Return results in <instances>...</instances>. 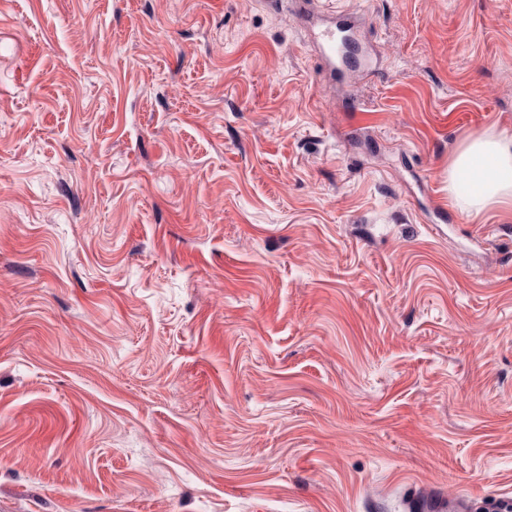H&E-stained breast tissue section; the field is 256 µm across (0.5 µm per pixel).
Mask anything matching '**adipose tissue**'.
<instances>
[{
    "label": "adipose tissue",
    "instance_id": "1",
    "mask_svg": "<svg viewBox=\"0 0 512 512\" xmlns=\"http://www.w3.org/2000/svg\"><path fill=\"white\" fill-rule=\"evenodd\" d=\"M448 192L474 214L512 203V134L490 129L468 140L448 166Z\"/></svg>",
    "mask_w": 512,
    "mask_h": 512
}]
</instances>
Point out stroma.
<instances>
[{
	"mask_svg": "<svg viewBox=\"0 0 512 512\" xmlns=\"http://www.w3.org/2000/svg\"><path fill=\"white\" fill-rule=\"evenodd\" d=\"M0 0V512L512 497V0ZM320 13L321 23L318 57L323 71L338 84L348 81L352 73L368 64V57L361 48L356 31L344 20L336 18L335 11ZM448 192L474 214L511 203L512 135L490 129L468 140L448 165Z\"/></svg>",
	"mask_w": 512,
	"mask_h": 512,
	"instance_id": "obj_1",
	"label": "stroma"
}]
</instances>
